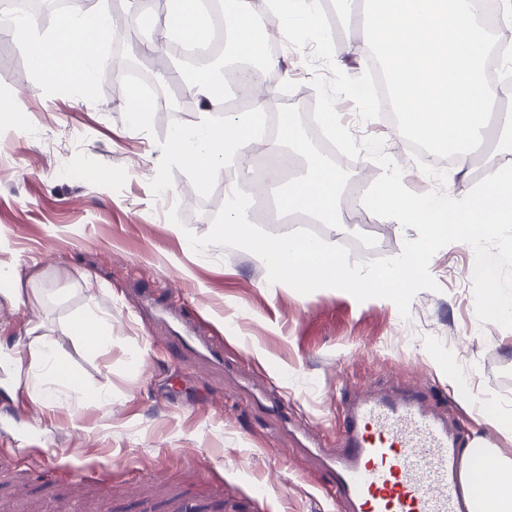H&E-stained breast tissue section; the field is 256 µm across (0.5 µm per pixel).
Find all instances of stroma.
<instances>
[{"mask_svg": "<svg viewBox=\"0 0 512 512\" xmlns=\"http://www.w3.org/2000/svg\"><path fill=\"white\" fill-rule=\"evenodd\" d=\"M322 13L330 51L312 40L281 47L286 69L271 80L267 111L303 130L306 112L336 99L344 210L409 143L373 99L352 94L367 76L361 34L332 0ZM129 94L119 76L93 97L50 85L21 41H0V106L27 118L0 132V269L25 299L0 295V512H142L145 500L166 512L177 496L201 512L226 503L234 512H336L324 495L329 475L306 447L312 438L338 447L343 399L419 389L465 446L482 435L486 406L512 412V320L485 317L488 286L473 274L471 251L436 244L430 277L391 299L269 285L250 251L216 235L224 178L199 185L172 157V115L148 113L129 137ZM404 171L406 190L418 194L463 196L476 183L420 161ZM423 233L385 219L344 225L340 238L350 262L380 270ZM148 292L220 345L223 366H199L163 344L172 324L146 307ZM89 315L112 327L103 351L71 334ZM34 323L85 394L58 387L55 404H37L15 380ZM99 391L111 405L96 402ZM70 470L84 473L81 491Z\"/></svg>", "mask_w": 512, "mask_h": 512, "instance_id": "35a3bbf8", "label": "stroma"}]
</instances>
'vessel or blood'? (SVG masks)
Wrapping results in <instances>:
<instances>
[{
    "instance_id": "obj_1",
    "label": "vessel or blood",
    "mask_w": 512,
    "mask_h": 512,
    "mask_svg": "<svg viewBox=\"0 0 512 512\" xmlns=\"http://www.w3.org/2000/svg\"><path fill=\"white\" fill-rule=\"evenodd\" d=\"M176 342L224 360L194 328H184ZM323 461L342 512H468L455 428L419 391L346 400L340 446Z\"/></svg>"
}]
</instances>
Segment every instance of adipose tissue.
<instances>
[{
	"label": "adipose tissue",
	"instance_id": "adipose-tissue-1",
	"mask_svg": "<svg viewBox=\"0 0 512 512\" xmlns=\"http://www.w3.org/2000/svg\"><path fill=\"white\" fill-rule=\"evenodd\" d=\"M479 5L480 0H336L338 12L359 16L366 33L369 51L361 58L362 67H370L376 57L385 67L399 115L397 132L422 140L433 152L452 153L453 170L463 177L470 174V146L487 133L491 104L512 97L511 87L492 85L485 79L487 34L480 24ZM273 12L282 38L323 40L321 0H274ZM201 18L200 0H177L176 10L156 23L155 29L163 37L176 28L203 36L208 28ZM224 20L233 35V55L248 58L260 68L244 83L246 89H253L262 72L279 69L280 59L268 52L266 26L255 21L250 0H225ZM110 35L108 14L84 8L83 0H73L51 43L34 39L28 46L35 66L56 84H79L106 69L108 58L102 45ZM192 90L204 98L205 110L194 125L172 132L171 152L206 184L221 175L226 158L247 162L256 146L252 130L260 124L267 100L254 98L244 112L226 111L224 84L209 75L193 84ZM215 112L223 113L222 125L212 123ZM283 145L289 154L303 158L306 167L282 192L279 212H305L332 227L344 223L336 206L341 173L292 126L284 128ZM403 176L397 163H388L369 210L400 224L423 225L425 233L408 243L403 257L382 273L350 267L332 239L256 235L240 205L225 209L216 234L246 246L265 266L296 272L302 287L329 283L342 290L390 298L425 278L429 273L426 256L439 240L452 238L477 255L475 269L489 285L482 301L487 318H511L512 286L500 282L495 263L480 251L483 241L496 235L500 225L512 223V164L488 167L480 188L466 196H414L404 191ZM16 376L30 397L41 403L49 398L45 378L73 389L79 386L66 371L55 345L43 340L32 348L29 364L17 366ZM465 455L470 463L464 479L474 491V512H512V497L502 493L504 487L512 486V457L496 448L474 447L466 449Z\"/></svg>",
	"mask_w": 512,
	"mask_h": 512
}]
</instances>
